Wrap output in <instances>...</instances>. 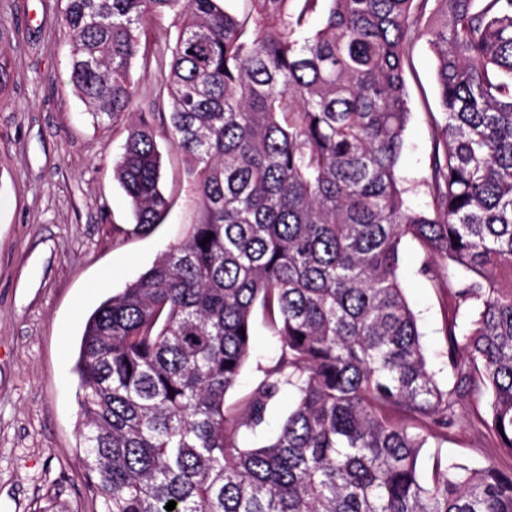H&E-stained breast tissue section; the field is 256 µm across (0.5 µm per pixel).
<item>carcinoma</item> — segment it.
<instances>
[{
  "label": "carcinoma",
  "mask_w": 512,
  "mask_h": 512,
  "mask_svg": "<svg viewBox=\"0 0 512 512\" xmlns=\"http://www.w3.org/2000/svg\"><path fill=\"white\" fill-rule=\"evenodd\" d=\"M60 0L70 80L96 124L136 108L147 29L180 23L168 109L113 167L134 233L161 223L156 128L185 157L184 237L88 317L76 372L100 512H512V471L454 462L456 407L512 452V0ZM436 58L429 202L399 162L419 41ZM210 241H205L206 236ZM444 260L452 381L430 368L403 241ZM465 281L454 286L457 273ZM266 315L279 352L226 396ZM275 438L252 442L285 388Z\"/></svg>",
  "instance_id": "carcinoma-1"
}]
</instances>
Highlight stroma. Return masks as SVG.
<instances>
[{
    "mask_svg": "<svg viewBox=\"0 0 512 512\" xmlns=\"http://www.w3.org/2000/svg\"><path fill=\"white\" fill-rule=\"evenodd\" d=\"M176 31L173 17L158 21L150 32V66L132 68L141 107L159 99V66ZM69 52L58 0H0V68L9 75L0 86V512H38L50 500L66 512H89L74 371L86 320L181 239L193 219L185 163L161 132L162 187L172 208L150 234H131L133 215L113 167L138 115L117 126L94 125L70 84ZM414 65L400 174L411 205L422 208L435 139L428 114L436 108L435 58L427 43H419ZM436 268L420 245L404 244L402 284L431 367L445 382L449 300L434 285ZM277 350L262 317H255V363L228 402L251 390ZM485 413L476 401H461L448 457L476 466L491 457L512 467V452L479 433Z\"/></svg>",
    "mask_w": 512,
    "mask_h": 512,
    "instance_id": "1",
    "label": "stroma"
}]
</instances>
